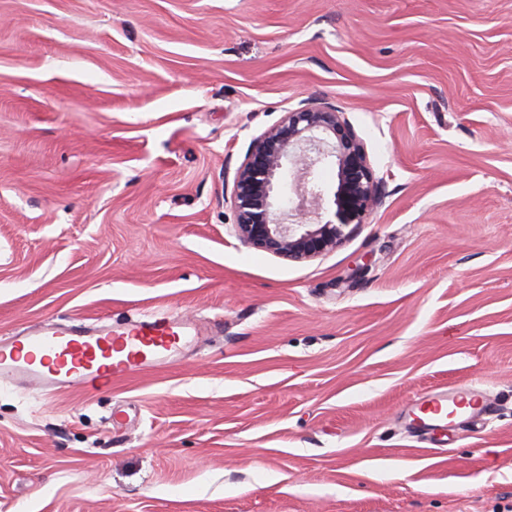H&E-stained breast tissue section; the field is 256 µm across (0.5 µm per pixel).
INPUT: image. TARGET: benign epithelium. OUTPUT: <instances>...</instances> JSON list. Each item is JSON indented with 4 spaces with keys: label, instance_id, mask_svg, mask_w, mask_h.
Returning a JSON list of instances; mask_svg holds the SVG:
<instances>
[{
    "label": "benign epithelium",
    "instance_id": "obj_1",
    "mask_svg": "<svg viewBox=\"0 0 512 512\" xmlns=\"http://www.w3.org/2000/svg\"><path fill=\"white\" fill-rule=\"evenodd\" d=\"M336 167L333 218L324 219L325 189L319 169ZM296 200L274 198L284 169ZM363 142L333 105H305L253 139L237 168L231 193L239 241L287 260L314 258L336 248L352 224H364L382 202Z\"/></svg>",
    "mask_w": 512,
    "mask_h": 512
}]
</instances>
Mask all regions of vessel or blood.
I'll list each match as a JSON object with an SVG mask.
<instances>
[{"mask_svg":"<svg viewBox=\"0 0 512 512\" xmlns=\"http://www.w3.org/2000/svg\"><path fill=\"white\" fill-rule=\"evenodd\" d=\"M190 325L129 321L78 328L49 324L36 333L0 338V382L31 385L45 394L59 389H96L148 362L169 360L185 345ZM420 430L454 431L461 423L491 413L483 391L468 387L419 399Z\"/></svg>","mask_w":512,"mask_h":512,"instance_id":"vessel-or-blood-1","label":"vessel or blood"}]
</instances>
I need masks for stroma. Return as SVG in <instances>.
Here are the masks:
<instances>
[{"mask_svg": "<svg viewBox=\"0 0 512 512\" xmlns=\"http://www.w3.org/2000/svg\"><path fill=\"white\" fill-rule=\"evenodd\" d=\"M307 101L385 195L293 262L224 181ZM140 315L175 363L0 386V508L512 512V0H0V335ZM459 385L494 418L417 434Z\"/></svg>", "mask_w": 512, "mask_h": 512, "instance_id": "stroma-1", "label": "stroma"}]
</instances>
